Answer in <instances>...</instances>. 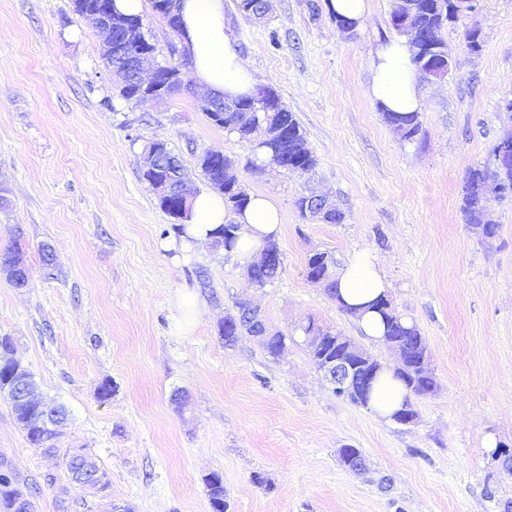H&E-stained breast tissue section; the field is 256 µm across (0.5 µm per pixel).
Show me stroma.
<instances>
[{"mask_svg":"<svg viewBox=\"0 0 512 512\" xmlns=\"http://www.w3.org/2000/svg\"><path fill=\"white\" fill-rule=\"evenodd\" d=\"M327 2L271 0L253 23L225 0L224 22L256 84L277 91L318 160L300 177L272 164L246 169L248 145L199 109L200 86L122 99L96 28L72 0H0V252L19 245L30 272L16 288L0 271V336L12 337L44 396L66 406L61 447L93 449L112 483L107 499L68 484L0 396V457L40 483L38 512H59L63 499L71 512L115 503L211 512L204 480L213 472L230 512H503L512 501V474L494 455L512 450V195L488 197L498 226L488 241L460 210L468 171L512 134V0H476L443 29L454 64L421 84L416 141L369 95L377 51L397 37L398 0H370L350 33ZM471 29L476 53L465 46ZM155 140L180 156L197 192L207 187L200 154L241 162L248 193L270 196L283 216L278 279L251 288L222 249L181 250L140 174ZM309 190L329 195L343 223L303 220L294 201ZM316 250L340 265L370 253L392 305L425 339L437 388L414 398V423L382 421L337 397L313 363L300 330L311 319L396 364L307 280ZM244 294L285 335L279 357L250 337L225 347L220 326ZM104 383L114 389L105 401ZM345 446L364 451L365 473L342 464ZM257 472L267 485L252 483Z\"/></svg>","mask_w":512,"mask_h":512,"instance_id":"1","label":"stroma"}]
</instances>
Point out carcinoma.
<instances>
[{
  "label": "carcinoma",
  "mask_w": 512,
  "mask_h": 512,
  "mask_svg": "<svg viewBox=\"0 0 512 512\" xmlns=\"http://www.w3.org/2000/svg\"><path fill=\"white\" fill-rule=\"evenodd\" d=\"M415 4L414 25L421 37L424 50L413 52L411 62L419 75L429 68L452 67L453 59L448 52V45L440 36L445 24L459 19L467 8L463 0H412ZM192 61L183 59L173 66H161V78L166 82L167 92L172 94L188 87L187 73ZM213 104L225 107L224 129L234 133L244 142L249 143L251 156L246 167L251 170L260 169L265 163L279 155L284 169L297 175L311 173L317 160L308 146L305 134L294 113L290 112L281 101L280 96L271 88H266L263 98L247 96L232 102L224 101L222 97L213 98ZM385 121L404 132L405 138L412 140L420 135L422 124L417 112H385ZM512 152V140H500L494 145L490 159L482 166L469 170L464 186L461 212L469 228L484 238L497 234L498 225L488 220L484 213L483 202L487 195H499L512 192V159L504 160L499 157L502 150ZM197 167L208 183L224 184V209L237 214L243 210L249 201V193L240 182L235 169L224 166L219 151H207V157H199ZM300 215L304 218L321 220L327 224H340L344 214L335 210L322 218L308 210L306 197L301 196L296 201ZM240 225L231 221L222 225L221 234L216 243L231 250L237 244V234ZM335 259L332 254L322 251L317 256L306 260V278L325 276L324 291L329 298H334L335 284L332 280ZM376 309L383 316L386 324L384 342L399 339L416 349L419 331L416 326L404 320L390 305L380 302ZM259 319L248 301L239 299L235 302V313L224 318L221 336L224 346L233 347L245 335L251 336L257 332ZM303 333L320 336L322 340L310 348L311 359L318 362L323 358L336 357L335 335L331 330L318 325L314 321L303 327ZM14 351L13 342L9 336L0 337V395L5 396L11 405L16 423L25 433V438L31 447L45 453H57L56 427L47 424L45 417L54 413L59 420L67 418L64 405L54 401L39 399L34 404L18 405L14 400L13 385L18 378L16 366L9 362L10 353ZM429 374L427 367L416 360L410 362L407 368L397 373L411 393L415 396L426 395L424 376ZM88 464L93 468L100 483L99 491L107 492L111 482L106 470L101 468L95 459L92 449H84ZM21 481L18 473L5 461L0 460V512H14L16 497L15 485ZM206 494L212 512H228L229 501L224 488V477L212 472L205 478Z\"/></svg>",
  "instance_id": "cac0c4a2"
}]
</instances>
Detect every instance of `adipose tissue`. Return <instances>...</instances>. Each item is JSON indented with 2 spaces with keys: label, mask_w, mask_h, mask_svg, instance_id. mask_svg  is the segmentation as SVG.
I'll return each instance as SVG.
<instances>
[{
  "label": "adipose tissue",
  "mask_w": 512,
  "mask_h": 512,
  "mask_svg": "<svg viewBox=\"0 0 512 512\" xmlns=\"http://www.w3.org/2000/svg\"><path fill=\"white\" fill-rule=\"evenodd\" d=\"M185 39L194 62V77L209 93L236 98L254 89L249 62L238 51L232 33L224 24V0H181ZM406 39H395L377 52L370 96L392 112H418L423 107L418 75L410 61ZM240 238L230 256L249 263L258 249L282 232V221L273 200L252 196L237 218ZM224 222V198L213 191L197 193L186 221L187 235L181 247L189 252L209 242ZM341 302L357 307L356 322L373 339L383 337L384 326L369 303L386 293L388 285L378 265L365 254L355 256L335 272Z\"/></svg>",
  "instance_id": "ef3b65f1"
}]
</instances>
